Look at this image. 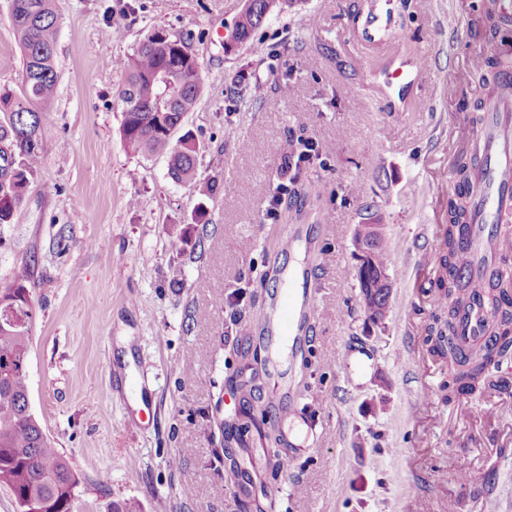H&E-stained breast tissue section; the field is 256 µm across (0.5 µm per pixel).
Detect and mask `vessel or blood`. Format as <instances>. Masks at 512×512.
I'll return each instance as SVG.
<instances>
[{
  "mask_svg": "<svg viewBox=\"0 0 512 512\" xmlns=\"http://www.w3.org/2000/svg\"><path fill=\"white\" fill-rule=\"evenodd\" d=\"M392 0H369L356 41L366 48L384 43L394 23ZM429 66L425 53L391 59L379 76L383 90L394 85L411 90L419 86L420 76ZM480 130L461 125L455 130L463 141L480 138L483 150L475 169L470 205L473 219L462 244L465 279L473 298L461 310L457 334L462 345L485 346L491 336L493 318L481 297L493 287L502 259L512 256V67H504L492 94L484 102ZM288 297L278 300L268 322L280 341H294L306 307L314 303L315 285L305 272L288 273Z\"/></svg>",
  "mask_w": 512,
  "mask_h": 512,
  "instance_id": "obj_1",
  "label": "vessel or blood"
}]
</instances>
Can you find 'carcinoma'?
<instances>
[{"label":"carcinoma","instance_id":"cac0c4a2","mask_svg":"<svg viewBox=\"0 0 512 512\" xmlns=\"http://www.w3.org/2000/svg\"><path fill=\"white\" fill-rule=\"evenodd\" d=\"M294 0H251L235 23L234 38L247 43L274 12L288 9ZM8 18L22 54L23 80L18 89L0 87V224H10L37 177L44 159L41 137L43 112L54 99L58 82L55 65L59 29L55 0H8ZM501 18L496 0H489L474 23L482 44L496 40ZM500 65L498 57L486 58L475 74L492 83ZM124 82L118 91L123 122L121 136L137 153L169 156V175L176 183L201 187L213 185L198 179V144L186 132L173 140L187 113L200 103L202 67L189 43L164 30H155L136 50L122 57ZM474 156L460 158L454 166L456 193L448 202V223L442 226L436 253L437 276L433 282L439 310L451 308L450 317L433 315L426 328L430 352L448 365V395L481 393L486 372L498 364L493 352L464 349L453 339L454 318L470 298L462 282L459 239L469 223V200L464 194L470 182ZM372 241L369 283L358 281L366 314L382 320L388 310L385 281L390 276V249L385 237L367 234ZM30 265L18 267L13 281L0 287V301L11 300L29 311V321L0 317V486L11 490L18 512H76L81 480L68 459L52 446L28 402V355L33 318ZM505 297L488 291L482 297L486 309L498 315L494 326L496 350L512 348V312Z\"/></svg>","mask_w":512,"mask_h":512}]
</instances>
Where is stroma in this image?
Segmentation results:
<instances>
[{"label": "stroma", "instance_id": "obj_1", "mask_svg": "<svg viewBox=\"0 0 512 512\" xmlns=\"http://www.w3.org/2000/svg\"><path fill=\"white\" fill-rule=\"evenodd\" d=\"M359 2L295 0L228 51L244 0H56L44 161L0 225V285L30 262L29 402L81 480L79 512L110 501L133 512H481L491 492L512 512V363L491 368L495 396L444 399L448 366L424 344L436 268L418 263L470 152L454 130L481 121L490 91L457 79L481 50L471 23L486 0H407L375 49L353 41ZM156 29L186 38L202 65L184 127L199 177L215 184L207 197L120 136L114 61ZM424 48L432 66L414 98L384 111L375 73ZM21 74L0 0V86ZM299 137L318 149L309 192L274 218ZM370 214L392 248L378 323L363 310L353 245ZM291 224L305 237L294 253L282 249ZM295 260L321 288L296 351L276 362L257 320ZM246 363L262 388L245 407L228 378ZM287 402L315 432L291 440L277 411ZM222 446L239 464L256 451L261 478L230 490Z\"/></svg>", "mask_w": 512, "mask_h": 512}]
</instances>
